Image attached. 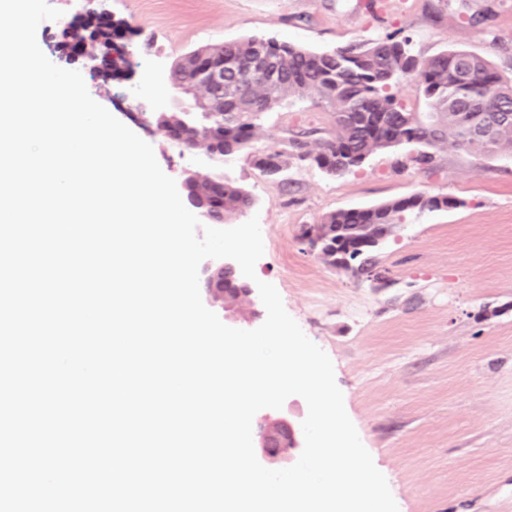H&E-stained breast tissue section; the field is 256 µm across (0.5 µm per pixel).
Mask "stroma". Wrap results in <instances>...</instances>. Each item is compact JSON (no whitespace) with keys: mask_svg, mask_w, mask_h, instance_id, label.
<instances>
[{"mask_svg":"<svg viewBox=\"0 0 512 512\" xmlns=\"http://www.w3.org/2000/svg\"><path fill=\"white\" fill-rule=\"evenodd\" d=\"M63 15L37 41L56 65L80 71L90 95L150 143L165 174L204 166L202 157L145 121L169 91L162 73L206 45L273 38L315 51L388 33L411 37L416 55L465 49L512 78V0H48ZM112 25L127 68L97 71L74 54L64 28L86 38ZM330 130L328 113L289 99L262 116L256 150L285 148L291 132ZM409 147L372 154L331 176L293 166L267 176L246 156L224 177L255 198L264 254L255 271L289 315L330 357L346 412L399 512H512V153L444 145L439 169L410 165ZM418 192L459 202L410 217L379 248L387 287L358 281L310 252L301 228L330 212L366 208ZM382 279V280H383Z\"/></svg>","mask_w":512,"mask_h":512,"instance_id":"1","label":"stroma"}]
</instances>
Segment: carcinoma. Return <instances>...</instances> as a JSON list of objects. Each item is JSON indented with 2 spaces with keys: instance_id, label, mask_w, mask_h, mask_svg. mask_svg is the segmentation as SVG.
<instances>
[{
  "instance_id": "cac0c4a2",
  "label": "carcinoma",
  "mask_w": 512,
  "mask_h": 512,
  "mask_svg": "<svg viewBox=\"0 0 512 512\" xmlns=\"http://www.w3.org/2000/svg\"><path fill=\"white\" fill-rule=\"evenodd\" d=\"M262 49L275 58L278 76L252 75L248 62ZM231 64L225 76L224 116L193 119L190 126L175 125L173 133L190 142L210 139L224 156L244 154L259 169L282 170L293 160L315 164L331 175L359 167L376 150L414 144L418 152L409 161L431 172L438 148L450 142L457 149L492 152L512 146V121L498 123L494 138L476 142L465 126L476 111L484 117L512 112V79L503 77L484 57L467 50L444 51L428 59L417 56L408 37L386 35L351 43L331 51H313L271 39L248 38L222 46ZM424 95L431 116L421 122L408 105L410 91ZM308 99L330 114L333 132L315 140L318 128L302 129L288 139V150L251 151L256 121L288 97ZM224 215L244 213L254 203L252 193L210 175L195 184ZM457 205L447 195L419 192L407 198L369 208L340 210L317 224L301 228L300 239L312 246L324 240L322 257L336 265L341 251L351 262L344 269L360 280L371 278L377 266L376 249L362 246L384 233V226L404 224L415 212Z\"/></svg>"
}]
</instances>
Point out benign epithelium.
<instances>
[{
    "instance_id": "obj_1",
    "label": "benign epithelium",
    "mask_w": 512,
    "mask_h": 512,
    "mask_svg": "<svg viewBox=\"0 0 512 512\" xmlns=\"http://www.w3.org/2000/svg\"><path fill=\"white\" fill-rule=\"evenodd\" d=\"M224 56H202L193 70L190 81L177 87V91L193 99L194 108L200 112L224 111ZM173 109L164 106L149 113L146 122L157 132L167 133L164 123L171 117ZM203 172L186 170L181 180V196L185 206L195 212L203 224L213 223L207 203L189 190V184ZM231 275L241 280L236 302H226L231 289L226 287L224 276ZM201 297L204 303L224 311V318L237 324L251 323L259 316L254 299V288L245 280L239 265L232 259H207L199 268ZM257 457L268 468L277 469L287 464L292 452L304 447L303 431L298 423L285 413H272L263 417L256 432Z\"/></svg>"
}]
</instances>
